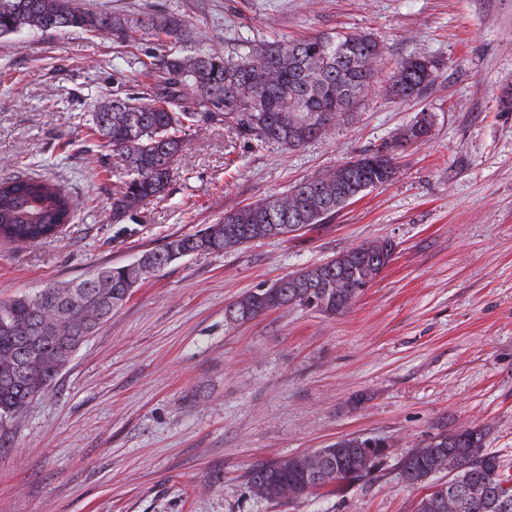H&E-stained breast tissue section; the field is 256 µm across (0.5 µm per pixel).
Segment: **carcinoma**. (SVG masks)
Instances as JSON below:
<instances>
[{"instance_id": "1", "label": "carcinoma", "mask_w": 512, "mask_h": 512, "mask_svg": "<svg viewBox=\"0 0 512 512\" xmlns=\"http://www.w3.org/2000/svg\"><path fill=\"white\" fill-rule=\"evenodd\" d=\"M104 33L129 44L143 31L160 41L141 61L145 91L117 86L112 100L97 106L89 135L112 157L128 180L112 202L119 223L150 199L165 196L177 173L191 128L222 125L263 143L299 149L323 137L347 117L375 86L380 43L367 33L337 32L282 43L247 42L221 55L188 43L184 20L156 10L128 25L121 17L96 13L79 0H0V36L23 29ZM438 63L410 57L396 67L386 93L401 101L419 97L434 80ZM422 139L405 128L389 141L287 191L224 212L216 224L176 236L141 256V265L104 267L80 280L50 285L0 302V419L50 391L55 375L97 328L146 278L181 258L219 252L252 240L320 224L369 188L387 185L398 172L401 151ZM77 201L45 177L0 179V240L40 244L73 223ZM384 240L358 244L312 268L302 269L230 304L225 318L251 321L285 307H302L334 318L348 312L391 261ZM485 433L462 425L409 450L399 461L416 484L448 471V481L425 494L416 512H512V475L485 449ZM372 438L346 436L317 449L324 476L311 477L305 455L249 470L251 486L265 485L269 498L280 488L301 497L340 485L376 469L363 450Z\"/></svg>"}]
</instances>
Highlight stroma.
<instances>
[{"instance_id":"35a3bbf8","label":"stroma","mask_w":512,"mask_h":512,"mask_svg":"<svg viewBox=\"0 0 512 512\" xmlns=\"http://www.w3.org/2000/svg\"><path fill=\"white\" fill-rule=\"evenodd\" d=\"M138 19L172 11L221 53L240 41L367 31L384 47L375 89L299 149L221 126L190 132L166 195L122 222L86 126L116 83L141 91L138 57L106 34L0 37V178L45 176L78 203L45 243L0 241V302L137 260L226 210L282 192L391 139L429 114L392 183L324 223L175 261L150 275L55 377L0 420V512H414L425 485L399 461L471 424L512 465V0H83ZM440 68L410 101L382 89L399 61ZM388 266L344 315L283 308L240 323L225 309L261 285L365 241ZM387 457L341 491L290 501L248 472L347 435Z\"/></svg>"}]
</instances>
